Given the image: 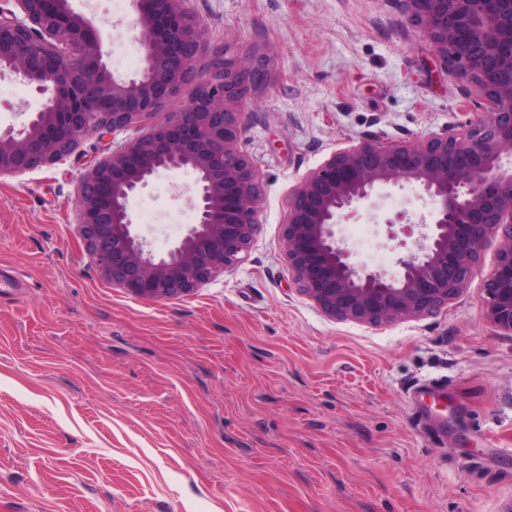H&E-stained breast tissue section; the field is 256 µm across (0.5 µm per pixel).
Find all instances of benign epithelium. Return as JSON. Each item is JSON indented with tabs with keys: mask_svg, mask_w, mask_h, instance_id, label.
<instances>
[{
	"mask_svg": "<svg viewBox=\"0 0 512 512\" xmlns=\"http://www.w3.org/2000/svg\"><path fill=\"white\" fill-rule=\"evenodd\" d=\"M0 6V77L44 97L20 128H0V176L53 165L78 141L151 122L81 179L76 224L102 278L141 299L185 296L246 252L258 226L261 183L239 149L243 111L269 83L258 51L212 52L187 0H132L143 66L131 78L109 66L94 18L70 0ZM408 18L443 64L473 87L482 112L466 132L385 144L363 141L331 154L292 190L282 246L300 290L330 317L384 323L431 313L480 271L487 236L502 230L484 281L486 319L512 334V0H403ZM190 88L186 105L164 102ZM196 175L195 223L164 257L133 232L136 194L162 173ZM418 185L437 207L418 252L398 276L368 272L336 236L378 190Z\"/></svg>",
	"mask_w": 512,
	"mask_h": 512,
	"instance_id": "1",
	"label": "benign epithelium"
}]
</instances>
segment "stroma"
Returning <instances> with one entry per match:
<instances>
[{
	"label": "stroma",
	"mask_w": 512,
	"mask_h": 512,
	"mask_svg": "<svg viewBox=\"0 0 512 512\" xmlns=\"http://www.w3.org/2000/svg\"><path fill=\"white\" fill-rule=\"evenodd\" d=\"M101 25L114 75L142 67L130 0H73ZM210 47L270 56L239 147L261 182L242 262L193 293L135 297L79 235L83 174L149 129L79 140L63 161L0 177V512H512V335L486 319L483 274L419 318L327 316L281 245L288 195L337 150L466 132L478 108L401 0H188ZM44 99L0 78V126ZM192 171L137 196L154 253L195 220ZM431 205L383 192L337 237L397 274ZM414 222L406 247L389 220Z\"/></svg>",
	"instance_id": "35a3bbf8"
}]
</instances>
